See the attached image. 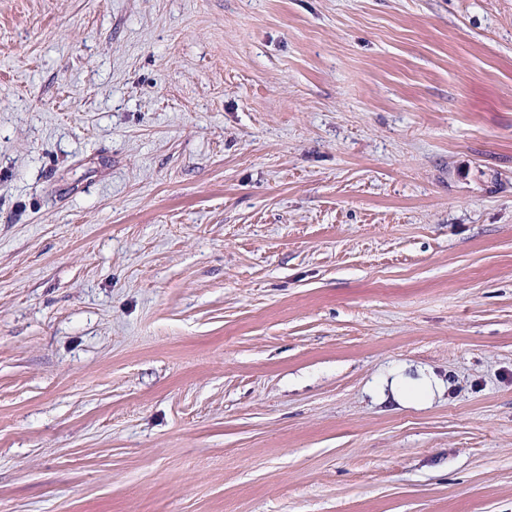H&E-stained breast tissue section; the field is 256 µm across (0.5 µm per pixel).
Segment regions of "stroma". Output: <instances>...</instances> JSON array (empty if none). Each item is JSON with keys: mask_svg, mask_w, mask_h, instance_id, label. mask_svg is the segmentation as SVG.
Listing matches in <instances>:
<instances>
[{"mask_svg": "<svg viewBox=\"0 0 512 512\" xmlns=\"http://www.w3.org/2000/svg\"><path fill=\"white\" fill-rule=\"evenodd\" d=\"M0 512H512V0H0ZM439 382L427 376L419 379H409L402 375H396L389 382L393 396L402 402H422L433 396L438 389Z\"/></svg>", "mask_w": 512, "mask_h": 512, "instance_id": "obj_1", "label": "stroma"}]
</instances>
